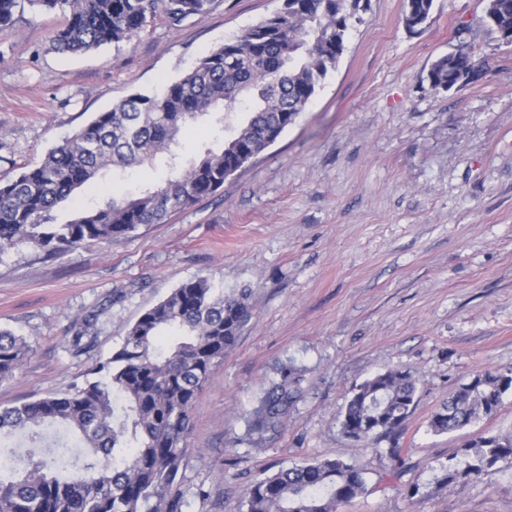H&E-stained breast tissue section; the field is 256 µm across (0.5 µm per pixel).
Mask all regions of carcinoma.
Segmentation results:
<instances>
[{
    "instance_id": "cac0c4a2",
    "label": "carcinoma",
    "mask_w": 512,
    "mask_h": 512,
    "mask_svg": "<svg viewBox=\"0 0 512 512\" xmlns=\"http://www.w3.org/2000/svg\"><path fill=\"white\" fill-rule=\"evenodd\" d=\"M25 1L34 10L61 9L66 23L52 38L61 53H82L129 41L158 17L177 26L206 13L211 0H0V32L14 24ZM434 0H406L404 15L423 25ZM362 0H283L271 16L197 60L157 94H132L98 113L55 145L35 166L0 180V255L28 243L49 256L128 235L143 224H162L214 194L294 124L346 48ZM488 30L512 28V0H494ZM464 87L482 68L468 42L439 57L428 70L432 91L448 73ZM249 105L248 120L227 125L220 150L202 146L186 158L173 146L185 126L220 111ZM173 162L161 183L135 195L111 196L78 210L65 223L51 212L73 192L114 171L140 168L158 154ZM247 296L226 295L206 278L181 284L145 310L120 347L89 371L91 377L62 393L0 406V442L17 435L21 451L0 445V512H183L184 441L203 384L249 321ZM26 341L0 330V379L18 369ZM512 392V374L485 370L457 387L431 416L436 433L463 428L497 412ZM417 382L392 367L352 390L343 434L365 447L399 432L411 416ZM286 384L273 385L252 410L250 430L263 436L288 410ZM57 425L78 443L46 446L44 429ZM467 464L443 465L442 490L512 461V435L481 436L462 448ZM368 468L341 459H313L255 481L245 512H337L364 494Z\"/></svg>"
}]
</instances>
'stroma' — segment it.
<instances>
[{
  "label": "stroma",
  "mask_w": 512,
  "mask_h": 512,
  "mask_svg": "<svg viewBox=\"0 0 512 512\" xmlns=\"http://www.w3.org/2000/svg\"><path fill=\"white\" fill-rule=\"evenodd\" d=\"M486 4L434 0L430 24L412 33L405 0H368L305 112L215 194L64 255L27 244L1 254L0 329L29 353L0 382V405L83 382L145 310L206 277L225 294L248 293L252 316L196 401L184 512H240L252 482L314 458L368 465L365 493L337 512H512L510 463L434 484L465 444L512 433V395L462 429L430 427L473 374L512 371V44L478 30ZM280 5L212 0L179 26L159 18L131 41L79 55L52 48L62 11L16 12L0 32V179L118 101L178 79ZM473 28L481 79L431 91V63ZM167 164L157 156L80 202L137 193ZM92 317L99 333L76 353L74 332ZM394 366L418 381L396 478L387 443L371 452L341 431L352 388ZM281 380L293 394L286 417L252 435V409Z\"/></svg>",
  "instance_id": "obj_1"
}]
</instances>
